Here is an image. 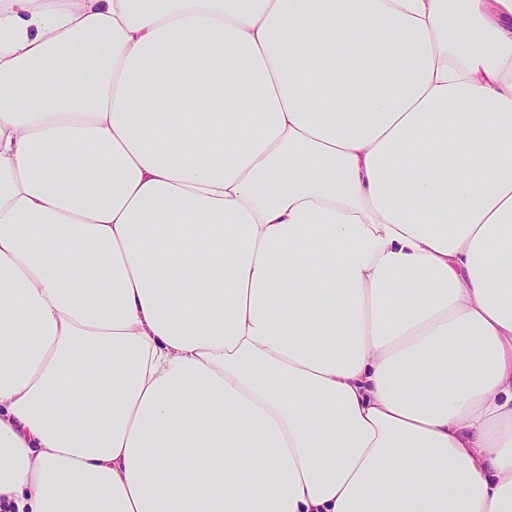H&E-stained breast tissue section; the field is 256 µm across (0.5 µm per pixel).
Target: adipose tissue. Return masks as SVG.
<instances>
[{"label":"adipose tissue","mask_w":512,"mask_h":512,"mask_svg":"<svg viewBox=\"0 0 512 512\" xmlns=\"http://www.w3.org/2000/svg\"><path fill=\"white\" fill-rule=\"evenodd\" d=\"M512 512V0H0V500Z\"/></svg>","instance_id":"ef3b65f1"}]
</instances>
